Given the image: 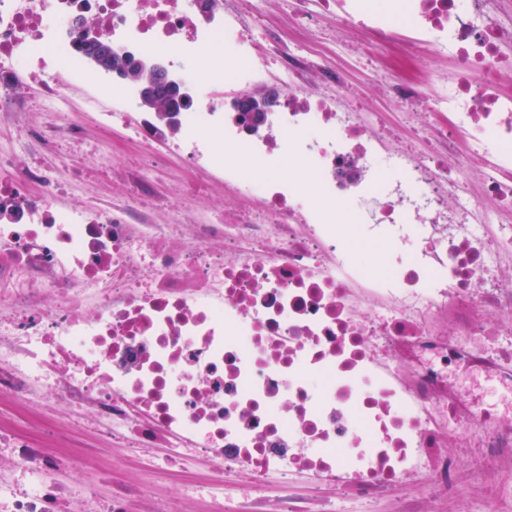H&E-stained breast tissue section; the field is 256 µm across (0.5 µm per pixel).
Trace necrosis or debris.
Wrapping results in <instances>:
<instances>
[{"label": "necrosis or debris", "mask_w": 512, "mask_h": 512, "mask_svg": "<svg viewBox=\"0 0 512 512\" xmlns=\"http://www.w3.org/2000/svg\"><path fill=\"white\" fill-rule=\"evenodd\" d=\"M402 2L399 26L391 0L292 10L300 29L326 12L359 35L420 154L321 56L259 49L253 0H0V129L27 155L0 151V397L75 417L49 438L0 421V512H163L146 488L104 498L68 476L84 428L148 471L205 460L207 512H448L467 481L488 488L484 512H512V408L461 384L512 390V20L502 0ZM82 20L114 55L166 56L194 91L175 128L138 111V86L90 75ZM425 51L448 70L420 68ZM75 75L100 130L124 122L245 205L159 223L151 177L121 163L122 196L65 204L81 175L63 154L90 148L68 118ZM269 82L279 103L248 128L229 105ZM354 227L387 245L389 273L349 249ZM418 474L429 496L395 498Z\"/></svg>", "instance_id": "obj_1"}]
</instances>
